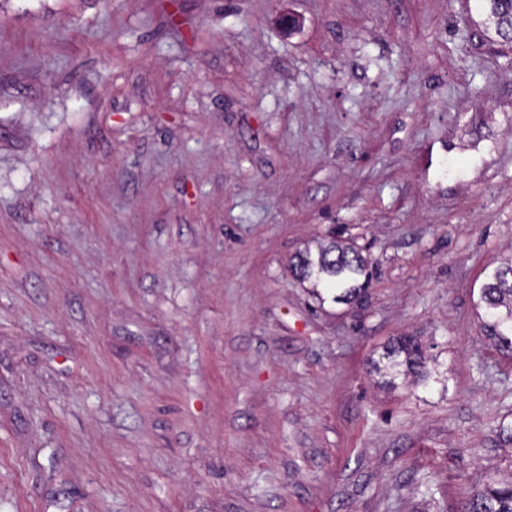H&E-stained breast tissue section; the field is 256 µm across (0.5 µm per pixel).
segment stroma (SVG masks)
<instances>
[{
  "instance_id": "35a3bbf8",
  "label": "stroma",
  "mask_w": 512,
  "mask_h": 512,
  "mask_svg": "<svg viewBox=\"0 0 512 512\" xmlns=\"http://www.w3.org/2000/svg\"><path fill=\"white\" fill-rule=\"evenodd\" d=\"M475 0H5L0 512H463L512 460L473 303L512 254ZM354 239L359 304L288 272ZM420 341L442 382L370 361Z\"/></svg>"
}]
</instances>
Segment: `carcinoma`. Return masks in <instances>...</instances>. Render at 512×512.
I'll return each mask as SVG.
<instances>
[{
	"label": "carcinoma",
	"mask_w": 512,
	"mask_h": 512,
	"mask_svg": "<svg viewBox=\"0 0 512 512\" xmlns=\"http://www.w3.org/2000/svg\"><path fill=\"white\" fill-rule=\"evenodd\" d=\"M486 15L488 40L498 37L512 46V0H477ZM368 259L362 248L352 240L335 237L315 240L296 252L289 261L292 275L299 281H312L334 291V300L352 304L366 292L358 278L366 274ZM476 307L484 310V335L499 351L512 356V258L492 267L480 288ZM384 363H373L376 372H385L394 383L399 375H411L426 381L431 373L419 344L403 336L386 347L381 356ZM464 512H512V471L501 477H490L466 505Z\"/></svg>",
	"instance_id": "obj_1"
}]
</instances>
